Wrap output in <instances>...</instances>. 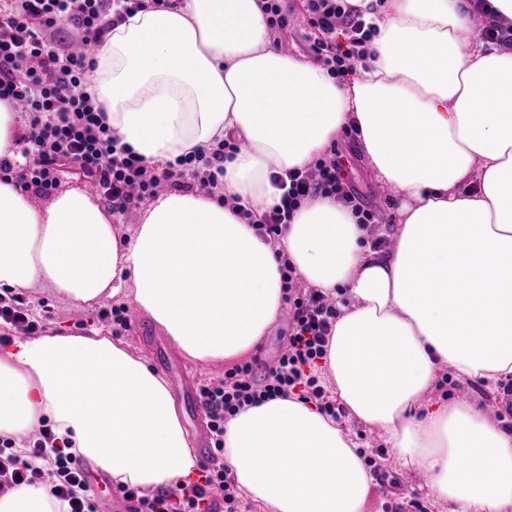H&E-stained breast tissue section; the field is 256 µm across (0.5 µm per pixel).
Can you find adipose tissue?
Masks as SVG:
<instances>
[{"label":"adipose tissue","mask_w":512,"mask_h":512,"mask_svg":"<svg viewBox=\"0 0 512 512\" xmlns=\"http://www.w3.org/2000/svg\"><path fill=\"white\" fill-rule=\"evenodd\" d=\"M351 84L272 48L259 0H174L135 13L95 56L87 88L147 162L226 137L223 196L167 193L121 237L90 194L43 207L0 178V294L51 288L75 305L130 300L192 360L254 352L283 309L281 265L347 303L325 376L349 424L297 396L225 425L224 466L259 512H364L372 477L358 421L428 475L448 512H512V432L476 404L428 405L441 364L494 387L512 377V50L480 43L463 0H387ZM355 128L377 179L397 186L395 245L370 252L351 209L305 203L278 242L240 218ZM50 420L58 445L113 483L185 484L197 460L165 377L94 328L0 347V437ZM41 483L0 512H68Z\"/></svg>","instance_id":"ef3b65f1"}]
</instances>
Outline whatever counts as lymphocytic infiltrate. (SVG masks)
Returning <instances> with one entry per match:
<instances>
[{
    "mask_svg": "<svg viewBox=\"0 0 512 512\" xmlns=\"http://www.w3.org/2000/svg\"><path fill=\"white\" fill-rule=\"evenodd\" d=\"M303 18L318 37L312 51L331 74L343 78L366 57L373 25L368 12L353 0H304ZM169 0H13L0 13V98L12 100L20 123L19 155L0 158V173L37 197L55 194L67 176L92 183L113 216L134 213L161 189L224 188V153L239 143L218 142L172 161L146 162L120 145L104 110L86 93L94 58L77 53V45H100L131 12L168 7ZM278 203L253 226L266 240L277 239L305 201L332 197L371 224L362 196L343 175L338 158L319 159L303 170L273 175ZM285 303L292 313L288 347L256 376L252 364L235 366L223 380L201 385L199 397L210 418L215 450H224V425L244 407L299 394L315 400L327 416L335 403L306 369L326 354L328 336L338 314L337 301L315 288H288ZM51 309L32 314L23 296L0 295V345L12 333L31 335L52 322ZM53 462L52 494L67 501L69 512H97L95 495L76 456L55 444L49 424H41L29 448L16 450L0 438V489L45 481L41 459ZM129 512H207L212 494L224 500V512H237V488L224 466H202L195 483L154 496L122 487Z\"/></svg>",
    "mask_w": 512,
    "mask_h": 512,
    "instance_id": "obj_1",
    "label": "lymphocytic infiltrate"
}]
</instances>
